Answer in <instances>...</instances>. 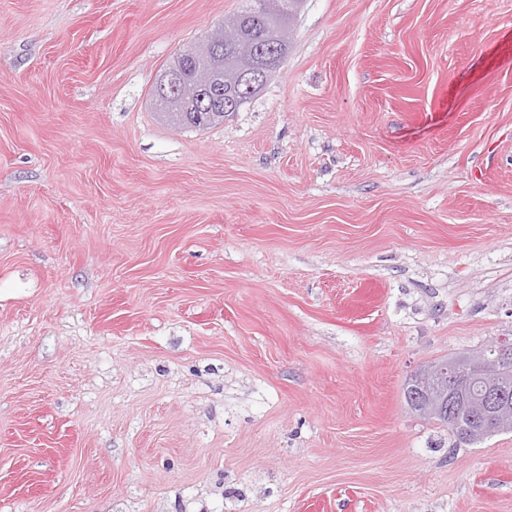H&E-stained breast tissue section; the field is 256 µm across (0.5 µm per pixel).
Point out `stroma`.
<instances>
[{"instance_id":"35a3bbf8","label":"stroma","mask_w":512,"mask_h":512,"mask_svg":"<svg viewBox=\"0 0 512 512\" xmlns=\"http://www.w3.org/2000/svg\"><path fill=\"white\" fill-rule=\"evenodd\" d=\"M246 2L0 0V512H512L404 398L512 334V0H304L174 127ZM301 2V0H249V4L237 16L252 10L253 7L260 14L257 26L250 31L241 28L238 32L227 33L224 38L225 27L236 28L239 23L241 24V20L235 17L229 24L225 23L219 33L212 34L213 37L205 49L207 58L202 60L195 70L199 104L210 112H198L193 100L188 97V101H184L182 105V112H177L180 122L171 115L173 123L182 128L199 129L222 123L224 115L222 117L219 114L226 115L227 113L224 112H228L224 110V98L232 100L239 96L236 78L238 70L245 65L260 68L264 58L262 53H251L249 56L238 55L233 48L234 44L242 40L251 46L265 45L266 31L270 30L274 38L273 43L283 46L282 49L288 53L290 43L288 32ZM224 39L229 50L225 54ZM269 51L274 59L269 71L250 69L242 75L241 83L245 86V91L241 93V98H237L235 108L246 99V96H251L258 91L286 57V53L280 51L278 46L271 45ZM222 71H224V82L219 79ZM182 80L183 79L176 71V67L162 74L158 85L161 86L163 90L160 95H157V102L163 110H167L166 104L177 96Z\"/></svg>"}]
</instances>
